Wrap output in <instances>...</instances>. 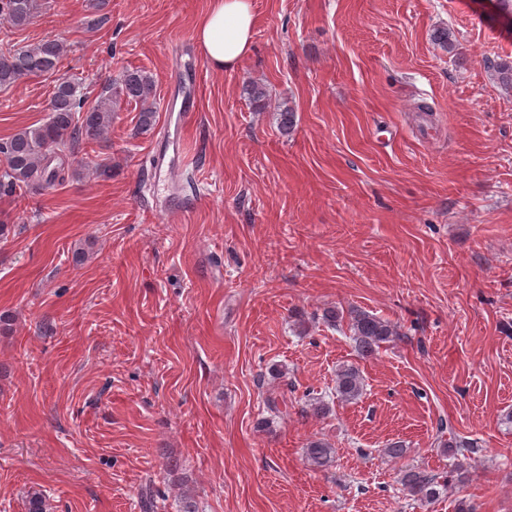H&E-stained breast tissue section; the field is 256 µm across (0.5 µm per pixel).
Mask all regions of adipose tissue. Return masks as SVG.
<instances>
[{
	"label": "adipose tissue",
	"instance_id": "1",
	"mask_svg": "<svg viewBox=\"0 0 512 512\" xmlns=\"http://www.w3.org/2000/svg\"><path fill=\"white\" fill-rule=\"evenodd\" d=\"M254 27L252 0H209L195 24L194 38L212 69L231 70L250 52Z\"/></svg>",
	"mask_w": 512,
	"mask_h": 512
}]
</instances>
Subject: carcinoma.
<instances>
[{
  "label": "carcinoma",
  "mask_w": 512,
  "mask_h": 512,
  "mask_svg": "<svg viewBox=\"0 0 512 512\" xmlns=\"http://www.w3.org/2000/svg\"><path fill=\"white\" fill-rule=\"evenodd\" d=\"M35 9V0H0V20L23 27L30 23ZM434 40L450 53L458 46L456 35L450 28L438 29ZM65 52V45L59 40L0 52V90L30 76L56 74ZM243 91L258 111H264L267 94L262 85L248 82ZM122 97L139 103L138 129L143 133L149 131L156 119L154 81L144 71L127 70L119 86L114 87L110 82L105 84L93 103L88 102L80 83L57 78L51 93L49 118L0 139V195L19 197L28 190L37 191L64 180L61 167L52 166V162L82 144L106 140L112 127V105ZM277 120L281 134H290L295 127L294 109L288 106L278 110ZM325 318L333 324H347L355 348L363 358L374 355L382 345L399 336L390 322L361 309L346 313L331 308L325 312ZM362 390L359 368L353 364L340 366L336 371L337 397L350 402L357 399ZM331 453L332 448L320 440L307 446L308 457L316 464L327 461ZM400 484L409 496L426 506L441 496L442 489L448 487V479L441 480L412 467L403 472Z\"/></svg>",
  "instance_id": "1"
}]
</instances>
